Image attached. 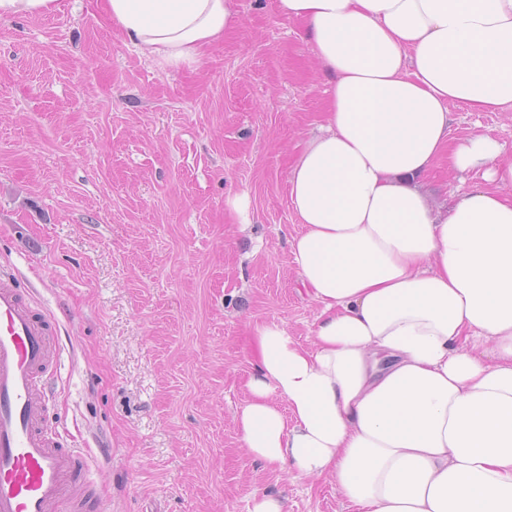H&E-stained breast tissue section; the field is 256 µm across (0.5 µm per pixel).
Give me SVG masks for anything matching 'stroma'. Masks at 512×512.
Here are the masks:
<instances>
[{
  "label": "stroma",
  "instance_id": "obj_1",
  "mask_svg": "<svg viewBox=\"0 0 512 512\" xmlns=\"http://www.w3.org/2000/svg\"><path fill=\"white\" fill-rule=\"evenodd\" d=\"M174 68L128 46L96 0L0 20V271L51 317L49 417L89 459L82 512H351L330 477L240 450L255 325L309 346L288 175L325 120L328 79L277 0ZM453 137L512 152V112L452 111ZM439 158L436 207L474 183ZM250 199V227L227 197Z\"/></svg>",
  "mask_w": 512,
  "mask_h": 512
}]
</instances>
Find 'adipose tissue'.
Wrapping results in <instances>:
<instances>
[{"label": "adipose tissue", "mask_w": 512, "mask_h": 512, "mask_svg": "<svg viewBox=\"0 0 512 512\" xmlns=\"http://www.w3.org/2000/svg\"><path fill=\"white\" fill-rule=\"evenodd\" d=\"M333 80L299 155L290 242L320 313L312 347L256 326L242 452L327 475L356 512H512V159L452 137L451 105L512 112V0H277ZM178 67L239 28L237 0H102ZM475 183L450 208L440 155ZM473 173H457L448 169V157L443 155L420 179L428 200L444 209L451 204L458 191L476 182Z\"/></svg>", "instance_id": "obj_1"}]
</instances>
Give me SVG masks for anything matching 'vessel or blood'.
Listing matches in <instances>:
<instances>
[{"mask_svg":"<svg viewBox=\"0 0 512 512\" xmlns=\"http://www.w3.org/2000/svg\"><path fill=\"white\" fill-rule=\"evenodd\" d=\"M55 326L0 273V512H64L86 496L87 458L48 421Z\"/></svg>","mask_w":512,"mask_h":512,"instance_id":"vessel-or-blood-1","label":"vessel or blood"}]
</instances>
